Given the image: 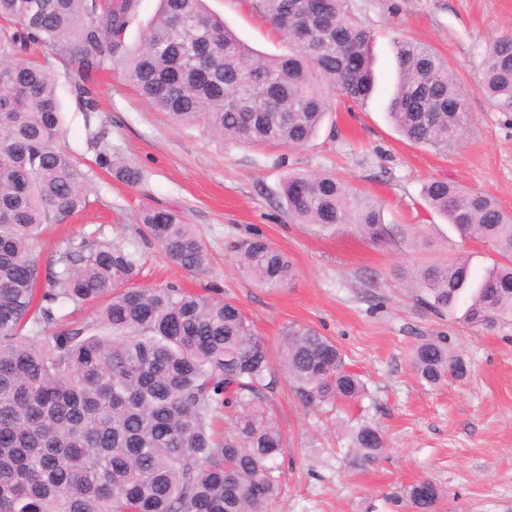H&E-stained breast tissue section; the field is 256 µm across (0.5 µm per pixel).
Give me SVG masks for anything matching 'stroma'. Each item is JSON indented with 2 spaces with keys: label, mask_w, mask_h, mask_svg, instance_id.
Masks as SVG:
<instances>
[{
  "label": "stroma",
  "mask_w": 512,
  "mask_h": 512,
  "mask_svg": "<svg viewBox=\"0 0 512 512\" xmlns=\"http://www.w3.org/2000/svg\"><path fill=\"white\" fill-rule=\"evenodd\" d=\"M209 11L253 50L284 52L280 32L262 20L252 0H206ZM372 29L377 85L362 103L333 97L316 137L297 148L223 142L198 127H182L150 106L112 64L94 77L100 119L112 150L135 163L142 182L128 185L97 168L65 63L44 52L58 78L64 150L88 177L90 207L45 226L35 245L49 257L70 235L110 241L139 258L136 286L176 285L237 303L270 357L284 327L314 326L333 339L360 375L366 392L339 412L303 406L276 376L266 408L286 447L276 460L280 495L271 512H398L396 500L421 479L445 493L447 512H512V327L476 332L459 313L434 314L416 299L410 276L419 266L467 257L476 271L495 261L481 243L461 240L422 196L441 179L493 195L512 211V112L497 111L479 86L485 44L512 29V0H352ZM406 37L437 51L456 72L467 96L470 122L459 147L442 155L405 141L386 106L397 71L394 40ZM330 171L357 194L378 200L393 230L371 244L358 232L296 223L280 190L291 172ZM168 208L194 225L209 253L205 271L169 262L138 232V214ZM261 234L296 268L276 289L257 286L233 264L231 244ZM443 336L468 364L462 378L431 386L416 375L411 356L425 337ZM362 417L383 434L386 449L366 468L347 463L348 420Z\"/></svg>",
  "instance_id": "obj_1"
}]
</instances>
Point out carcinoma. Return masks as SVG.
<instances>
[{"label":"carcinoma","instance_id":"obj_1","mask_svg":"<svg viewBox=\"0 0 512 512\" xmlns=\"http://www.w3.org/2000/svg\"><path fill=\"white\" fill-rule=\"evenodd\" d=\"M139 0H0V512H268L280 494L274 461L283 436L267 414L268 350L232 301L175 286L138 288L137 257L124 247L73 237L43 263L33 242L46 224L90 205L87 176L59 147L55 78L20 57L44 46L83 73L75 96L98 111L91 74L119 58L149 103L225 141L300 147L331 108L373 91L371 28L351 0H257L259 16L287 38L263 56L241 42L203 0H160L141 44L119 55ZM399 80L388 104L398 132L448 151L468 113L447 61L409 39L394 41ZM481 88L512 112V33L486 44ZM88 147L98 168L136 185L142 171L112 153L99 133ZM288 214L328 228L354 225L367 238L390 236L380 205L361 199L330 172L291 173L281 184ZM423 198L462 237L498 260L477 275L467 259L415 271L419 301L437 315L465 302L462 321L494 330L512 325V213L485 193L432 180ZM141 236L190 272L209 265L194 230L169 209L140 217ZM239 271L279 287L288 256L254 234L233 246ZM102 304L96 318L64 310ZM419 378H462L467 363L442 336L413 354ZM279 366L307 407L352 403L365 394L337 344L310 325L280 338ZM349 463L367 467L385 448L377 428L347 434ZM410 485L401 506L440 512L443 490Z\"/></svg>","mask_w":512,"mask_h":512}]
</instances>
